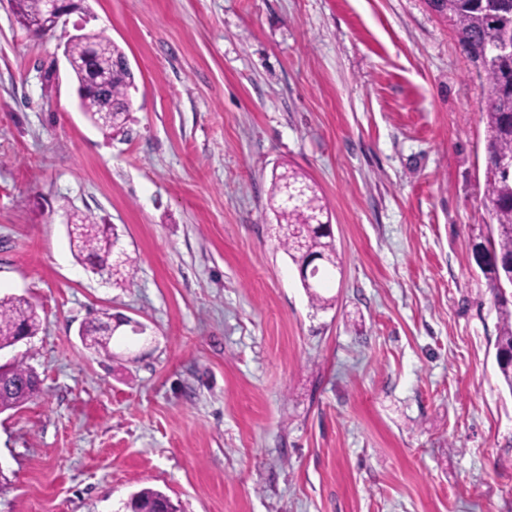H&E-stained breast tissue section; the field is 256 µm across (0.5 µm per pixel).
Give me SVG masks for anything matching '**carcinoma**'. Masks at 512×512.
<instances>
[{
	"label": "carcinoma",
	"mask_w": 512,
	"mask_h": 512,
	"mask_svg": "<svg viewBox=\"0 0 512 512\" xmlns=\"http://www.w3.org/2000/svg\"><path fill=\"white\" fill-rule=\"evenodd\" d=\"M41 0H15L17 21L28 27V21L39 13ZM439 14L445 16L459 42L465 48L472 63L486 58L487 68L477 70L485 82L487 95L482 105V119L486 124L485 161L490 175L485 180L484 201L493 224L487 236L472 243L474 258L485 276L487 288L497 314L495 357L504 384L512 391V300L504 288L512 286V170L500 168V161L512 158V55H497L491 44L512 36V0H437ZM135 87V74L126 68L110 70V99L121 109L111 121L99 119L100 97L91 91L83 99L82 106L88 118L107 137L124 131L130 108L129 91ZM295 182L306 188L304 201L285 206L281 187L285 181ZM273 210L277 221L291 229L304 228L298 222V212L310 217L328 215L322 197L296 171H288L274 177L272 183ZM109 225L101 224L91 214L74 212L70 215L69 238L74 256L92 269L109 275L112 285L123 288L133 282L136 275L134 260L124 254L116 261ZM281 246L293 264L298 265L304 254L322 253L327 257L314 277L315 285H303L311 305L325 309L330 299L320 289L336 268V251L331 236L316 230L311 234L283 236ZM40 318L36 307L22 296L0 297V350L15 345L18 333L29 336L38 333ZM110 323L94 319L85 324L81 340L85 348L97 353H110L112 340ZM28 367L15 364L14 384L0 388V407L13 409L37 397L40 389L23 385L28 377ZM167 495L151 487L132 493L123 504V512H155Z\"/></svg>",
	"instance_id": "carcinoma-1"
}]
</instances>
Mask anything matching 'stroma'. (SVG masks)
Returning a JSON list of instances; mask_svg holds the SVG:
<instances>
[{
    "label": "stroma",
    "mask_w": 512,
    "mask_h": 512,
    "mask_svg": "<svg viewBox=\"0 0 512 512\" xmlns=\"http://www.w3.org/2000/svg\"><path fill=\"white\" fill-rule=\"evenodd\" d=\"M79 25L135 74L124 134L78 107ZM484 93L427 0H86L43 38L0 0V296L41 318L0 361L42 380L0 413V512H120L144 487L182 512H512L471 252ZM289 169L329 204L325 309L268 203ZM74 211L116 226L132 285L84 271ZM105 312L128 320L107 356L78 335Z\"/></svg>",
    "instance_id": "1"
}]
</instances>
